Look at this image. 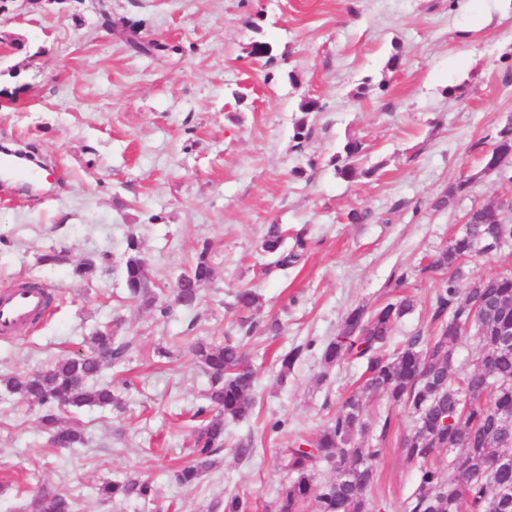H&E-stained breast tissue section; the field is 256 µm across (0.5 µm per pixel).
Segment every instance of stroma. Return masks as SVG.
I'll return each mask as SVG.
<instances>
[{
  "instance_id": "stroma-1",
  "label": "stroma",
  "mask_w": 512,
  "mask_h": 512,
  "mask_svg": "<svg viewBox=\"0 0 512 512\" xmlns=\"http://www.w3.org/2000/svg\"><path fill=\"white\" fill-rule=\"evenodd\" d=\"M131 26L162 50L136 52ZM256 41L271 44L273 64L251 56ZM5 90L16 98L0 106V144L36 154L41 175L0 180V289L35 280L57 298L33 332L0 338V373L84 351L112 321L131 352L99 377L121 406L68 416L85 448L52 447L42 408L0 393V512H28L44 485L70 490L78 512H208L230 494L272 512L287 475L281 448L317 434L363 382L352 359L320 363L348 312L411 295L394 340L429 335L441 283L421 266L471 208L502 205L512 224V178L483 171L497 131L512 124V0H14L0 15ZM311 98L322 109L303 114ZM302 118L310 137L298 150ZM355 140L362 173L348 180L330 160ZM353 210L361 223L348 222ZM271 224L303 235L298 263L271 267L260 247ZM132 234L158 294L209 243L214 278L194 313L164 318L128 298ZM60 251L65 261L42 262ZM86 257L101 264L87 283L74 275ZM241 288L260 297L250 333L233 306ZM274 319L282 331L271 336ZM192 335L240 343L255 405L226 422L214 467L181 486L172 473L190 460L187 412L208 387L181 342ZM309 340L279 379L277 355ZM387 409L396 427L376 462L378 495L382 512H402L415 471L399 440L413 418L385 397L365 401L368 418ZM278 420L283 431H272ZM247 441L254 452L238 460ZM129 472L154 480L151 503L98 497L103 480Z\"/></svg>"
}]
</instances>
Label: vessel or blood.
<instances>
[{"instance_id": "obj_1", "label": "vessel or blood", "mask_w": 512, "mask_h": 512, "mask_svg": "<svg viewBox=\"0 0 512 512\" xmlns=\"http://www.w3.org/2000/svg\"><path fill=\"white\" fill-rule=\"evenodd\" d=\"M52 292L20 281L0 290V337L7 339L35 327L48 313Z\"/></svg>"}]
</instances>
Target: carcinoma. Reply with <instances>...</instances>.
<instances>
[{"mask_svg": "<svg viewBox=\"0 0 512 512\" xmlns=\"http://www.w3.org/2000/svg\"><path fill=\"white\" fill-rule=\"evenodd\" d=\"M364 148L349 142L343 154L333 158L336 170L346 179L358 175ZM497 158L500 168L512 167V125L499 131L485 160ZM512 235V224L502 221L498 206H483L435 258L421 268L428 278H441L442 288L430 304L433 333L422 340L408 339L388 351L391 332L415 307L413 297L387 301L371 312L353 309L345 319L341 335L328 342L321 353L324 370L345 357L365 365L360 391L348 397L328 419L313 440L282 449L287 458L288 479L281 486L273 512H376L373 491L378 483L375 462L382 453L395 423L387 412L371 423L364 411L366 395H380L391 407L408 410L414 417L412 430L401 441L405 461L415 466V487L404 502V512H512V271L480 276L467 268L474 245H496ZM288 230L270 224L261 243L263 252L274 256L276 267L297 261L304 249L302 236L294 237L292 250L285 248ZM128 257L124 281L131 299L158 304L160 316L176 310L190 312L201 299L202 287L213 279L209 244L203 243L197 257L176 281L172 297L157 300L149 284L148 267L134 236L127 239ZM99 271L93 259L76 264L74 273L83 280ZM467 288H461V283ZM482 308L472 312L473 299ZM235 305L243 312L259 307V296L250 288L239 289ZM473 341L477 357L472 367H455L459 346ZM299 344L277 359L279 377L284 378L311 349ZM128 345L115 342L107 324L89 337V349L58 359L43 370L27 375L0 374V390L19 395L41 406L44 430L60 437L63 448L88 445L84 431L61 424L60 413L86 406L120 405L110 385H96L104 365L122 361ZM186 351L209 376L206 404L193 417L195 427L191 464L174 476L180 485H191L215 464L214 456L224 447V423L243 420L252 413L255 374L241 346L228 339L214 342L196 336L186 342ZM371 435L364 447L358 438ZM448 454V465L440 462ZM327 468L332 476L321 483L316 476ZM153 483L138 475L107 479L97 487L105 501L137 499L151 501ZM252 501L238 494L218 500L210 512H252ZM42 512H75L71 496L54 489L45 497Z\"/></svg>", "mask_w": 512, "mask_h": 512, "instance_id": "carcinoma-1", "label": "carcinoma"}]
</instances>
